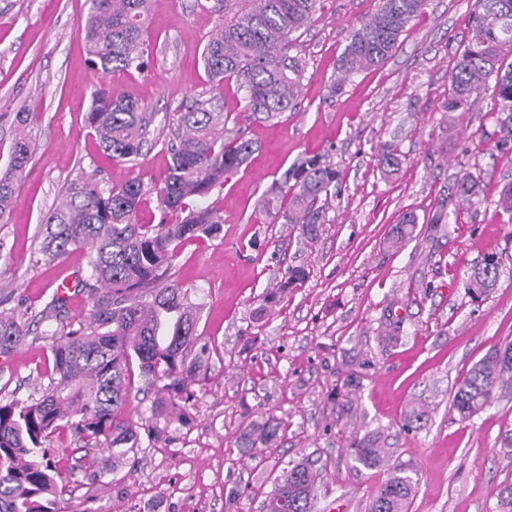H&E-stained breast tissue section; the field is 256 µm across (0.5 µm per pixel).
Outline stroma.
<instances>
[{
  "label": "stroma",
  "instance_id": "35a3bbf8",
  "mask_svg": "<svg viewBox=\"0 0 512 512\" xmlns=\"http://www.w3.org/2000/svg\"><path fill=\"white\" fill-rule=\"evenodd\" d=\"M378 0H320L290 54L305 64L296 108L268 122H240L257 146L246 168L217 198L219 238L189 241L175 279L202 303L197 326L215 344L206 378L192 386L187 424L64 494L61 512H262L272 480L289 465L316 462V512H366L390 469L411 476L408 512H498L495 490L512 483V396L467 422L453 420V394L470 367L512 340V229L495 200L512 182V158L491 134L497 96L485 89L463 121L443 110L448 74L467 42L476 0H429L379 68L330 86L350 32ZM87 0H0V170L9 162L12 112H31L32 153L16 190L10 223L0 224V311L23 313L31 333L0 356V400L40 397L52 369V340L38 318L58 286L70 289L68 312L84 320L90 300L76 281L88 256L41 262V221L79 176L103 186L139 178L160 183L169 161L168 122L177 107L209 88L201 54L221 13L196 0H152L151 46L144 72L106 73L87 63L78 30ZM108 85L138 98L152 117L148 142L130 164L112 161L85 127L90 95ZM395 143L403 159L385 176L377 150ZM320 156L341 174V191L324 203L325 232L312 244L287 224L267 227L256 206L299 157ZM466 167L488 183V199L438 222L444 185ZM418 218L415 239L385 244L403 212ZM286 264L308 272L301 286L264 303ZM502 260L500 280L482 303L464 291L484 253ZM428 418L405 426L410 404ZM273 422L275 442L244 452L251 429ZM377 440L386 466L360 464L354 447Z\"/></svg>",
  "mask_w": 512,
  "mask_h": 512
}]
</instances>
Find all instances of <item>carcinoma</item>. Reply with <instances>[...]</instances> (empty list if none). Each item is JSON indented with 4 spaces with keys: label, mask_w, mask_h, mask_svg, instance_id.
<instances>
[{
    "label": "carcinoma",
    "mask_w": 512,
    "mask_h": 512,
    "mask_svg": "<svg viewBox=\"0 0 512 512\" xmlns=\"http://www.w3.org/2000/svg\"><path fill=\"white\" fill-rule=\"evenodd\" d=\"M79 35L89 63L105 72H141L148 64L145 34L150 0H88ZM428 0H379L377 11L349 36L331 92L341 90L353 74L384 64L397 49L400 36L418 18ZM320 0H251L237 10L209 39L203 64L209 77L207 98L178 106L176 126L167 142L170 163L156 188L161 213L156 224L138 216L147 201L141 182L131 178L104 189L96 178L81 177L62 191L59 202L43 218L39 254L46 261L61 260L73 250L89 255L88 276L79 280L91 307L75 325L69 319L66 298L55 293L41 311L44 335L51 346L53 376L42 395L30 402H0V512H59L57 497L75 482L76 470L91 481L102 477L97 457L82 456L69 467L46 446L55 432L69 431L84 448H95L112 460L135 455L140 448L139 424L123 415L128 380L138 365L147 385L157 387L158 398L145 420V430L158 438L173 420H185L194 397L192 384L207 370L211 353L200 342L197 324L201 306L173 279L172 268L180 246L193 240L219 237L224 214L217 203L197 206L193 201L221 189L224 181L247 164L254 143L226 127L220 91L233 81L243 91V114L266 122L288 111L303 84L301 60L289 54L291 35L306 27ZM467 43L448 76V98L443 105L449 119L466 111L489 82L498 97L493 139L503 155L512 154V0H477ZM87 127L113 160L131 163L147 142L149 118L134 97L100 87L91 94ZM29 113H14L15 135L10 160L0 174V224L10 221L16 184L30 159L27 132ZM378 167L390 175L402 164L392 144L377 153ZM340 184V174L318 156L296 160L282 175L276 190L288 197V206L274 208L260 200L259 211L270 223L292 224L307 242L324 230L321 197ZM487 184L462 169L445 186L448 204L459 209L486 199ZM498 212L512 224V183L498 191ZM417 217L399 216L387 237L398 249L414 238ZM501 260L487 254L468 276L465 292L471 301L487 296L500 279ZM301 267L287 271L277 283L285 292L306 280ZM30 326L15 312H0V354L20 345ZM505 393L512 394V341L492 349L463 376L450 413L466 422ZM278 428L265 425L255 438L266 445L276 440ZM368 468L380 467L388 449L369 440L354 449ZM319 478L314 464H294L274 481L264 512H312ZM413 479L394 471L371 499L367 512H407Z\"/></svg>",
    "instance_id": "1"
}]
</instances>
